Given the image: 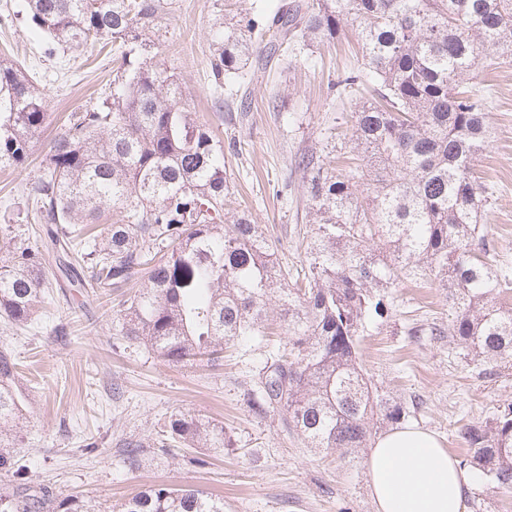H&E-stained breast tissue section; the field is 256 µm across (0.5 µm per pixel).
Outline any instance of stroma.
I'll list each match as a JSON object with an SVG mask.
<instances>
[{"mask_svg":"<svg viewBox=\"0 0 512 512\" xmlns=\"http://www.w3.org/2000/svg\"><path fill=\"white\" fill-rule=\"evenodd\" d=\"M279 2L172 0L156 36L200 121L225 144V170L241 210L276 240L278 262L293 271L302 265L310 229L307 180L298 162L312 151L351 153L337 126L356 101L339 98L335 84L360 54L351 30L331 43L294 44L266 68L247 65L242 102L217 107L210 97L212 18L219 11L271 10ZM22 6L23 0H0V54L41 75L51 115L95 106L112 85L111 56L96 46L69 52L65 71H58L56 59L44 54V38L24 23ZM472 80L493 89L491 139L475 163L489 196L487 248L490 258L512 265V63L479 64ZM237 142L242 151L234 150ZM122 298L63 279L42 328L0 329V349L18 360L16 385L25 395L18 457L35 479L92 497L104 512H117L161 483L222 495L224 512H375L365 459L349 462L307 448L287 431L282 415L258 419L250 412L260 351L228 349L209 366H170L119 335L112 315ZM387 300L389 313L371 324L359 363L374 387L409 408L406 424L434 433L460 455L462 427L488 421L499 405L512 402V369L480 375L466 349L432 335V328L448 324L442 290L404 281L389 289ZM178 412L222 422L232 448L202 468L189 464L192 449L158 450V432ZM129 440L143 446L133 468L121 456Z\"/></svg>","mask_w":512,"mask_h":512,"instance_id":"stroma-1","label":"stroma"}]
</instances>
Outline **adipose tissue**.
I'll return each mask as SVG.
<instances>
[{"label": "adipose tissue", "instance_id": "1", "mask_svg": "<svg viewBox=\"0 0 512 512\" xmlns=\"http://www.w3.org/2000/svg\"><path fill=\"white\" fill-rule=\"evenodd\" d=\"M367 469L376 512H466L474 478L428 431L406 426L378 436Z\"/></svg>", "mask_w": 512, "mask_h": 512}]
</instances>
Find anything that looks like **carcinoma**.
<instances>
[{
  "mask_svg": "<svg viewBox=\"0 0 512 512\" xmlns=\"http://www.w3.org/2000/svg\"><path fill=\"white\" fill-rule=\"evenodd\" d=\"M168 0H26L24 20L46 37L45 55L92 44L120 50L112 93L72 112L19 193L37 224H55L54 250L17 228L0 236V317L30 327L43 309L54 265L71 283L114 290L137 285L118 332L165 362L215 361L228 344L257 345L276 318L286 342L265 356L251 390L256 417L286 414L308 448L350 454L366 447L374 418L403 409L372 388L358 361L371 320L388 311L382 288L427 278L446 292L448 336L480 373L512 365V269L486 258V191L473 173L491 132L487 98L469 85L483 59H512V0H315L259 13L215 15L213 93L239 77L259 45L292 36L336 40L357 24L362 67L343 80L373 86L347 117L363 165L338 172L316 153L307 174L312 224L306 267L290 278L276 243L230 207L224 145L198 121L178 78L156 61L152 34ZM50 124L33 76L0 56V169L29 164L31 139ZM81 238L72 224H101ZM384 249L383 258L371 244ZM16 359L0 351V512H101L88 497L62 495L19 463L23 420ZM463 462L480 481L512 494V402L463 433ZM218 455L224 424L180 413L159 434ZM120 512H224V499L192 487L153 485Z\"/></svg>",
  "mask_w": 512,
  "mask_h": 512,
  "instance_id": "obj_1",
  "label": "carcinoma"
}]
</instances>
